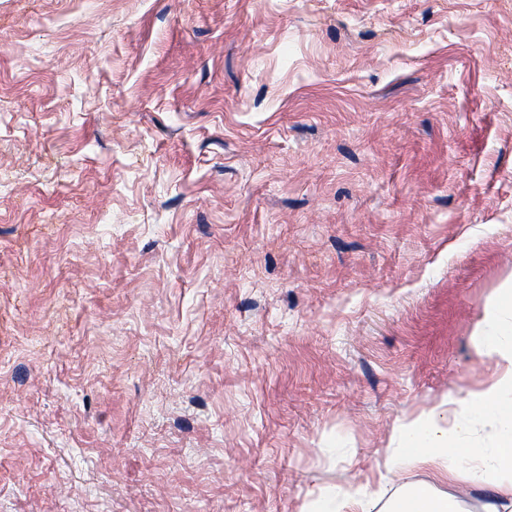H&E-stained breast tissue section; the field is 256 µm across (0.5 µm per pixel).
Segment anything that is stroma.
<instances>
[{
    "label": "stroma",
    "instance_id": "obj_1",
    "mask_svg": "<svg viewBox=\"0 0 512 512\" xmlns=\"http://www.w3.org/2000/svg\"><path fill=\"white\" fill-rule=\"evenodd\" d=\"M512 0H0V512H301L502 373Z\"/></svg>",
    "mask_w": 512,
    "mask_h": 512
}]
</instances>
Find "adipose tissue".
<instances>
[{"mask_svg":"<svg viewBox=\"0 0 512 512\" xmlns=\"http://www.w3.org/2000/svg\"><path fill=\"white\" fill-rule=\"evenodd\" d=\"M482 343L488 353L501 358L506 369L488 388L456 401L454 409L461 410L460 418H452V409L446 408L405 420L397 450L378 463V479L366 486L364 497L326 489L306 503L303 512H370L373 502L385 499L390 502L388 512H466L456 495L407 483V472L424 466L450 479L462 470L471 484L490 485L491 494L480 512H512V326L483 337ZM486 416L497 425L493 444L469 445L468 418ZM392 476L403 483L394 498L388 486Z\"/></svg>","mask_w":512,"mask_h":512,"instance_id":"obj_1","label":"adipose tissue"}]
</instances>
